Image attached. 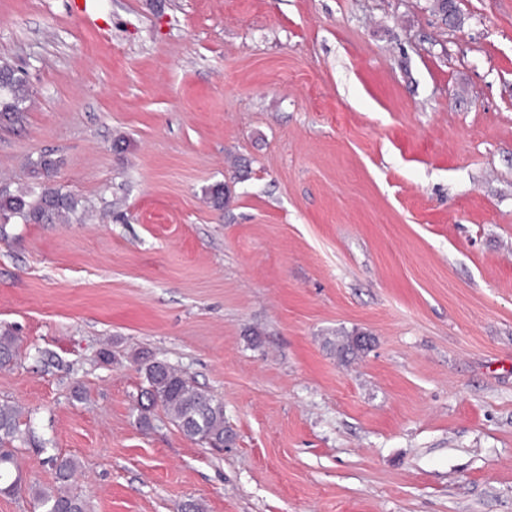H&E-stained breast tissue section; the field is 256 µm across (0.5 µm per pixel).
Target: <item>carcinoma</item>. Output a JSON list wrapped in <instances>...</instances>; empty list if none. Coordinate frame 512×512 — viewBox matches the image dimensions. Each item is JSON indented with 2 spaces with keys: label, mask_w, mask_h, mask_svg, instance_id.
<instances>
[{
  "label": "carcinoma",
  "mask_w": 512,
  "mask_h": 512,
  "mask_svg": "<svg viewBox=\"0 0 512 512\" xmlns=\"http://www.w3.org/2000/svg\"><path fill=\"white\" fill-rule=\"evenodd\" d=\"M26 81L7 64H0V117H17L29 100ZM57 162L49 154L32 162L33 173L41 179L36 187L12 192L0 190V236L6 235V224L17 218L25 224H50L54 219L76 212L79 200L62 189L48 184ZM20 353L13 332L0 330V367L9 365ZM148 387L143 391L147 403L140 406L138 422L148 425L147 412L161 407L180 432L192 441L212 448L224 447V404L205 392L190 386L173 366L152 362L145 368ZM21 411L9 404H0V469L13 460L5 448L17 440L24 441L27 432L21 429ZM54 485L50 489L31 488L32 498L44 512H87L84 497L72 490L79 463L72 457L52 460Z\"/></svg>",
  "instance_id": "cac0c4a2"
}]
</instances>
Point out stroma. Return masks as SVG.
Returning <instances> with one entry per match:
<instances>
[{
	"label": "stroma",
	"instance_id": "obj_1",
	"mask_svg": "<svg viewBox=\"0 0 512 512\" xmlns=\"http://www.w3.org/2000/svg\"><path fill=\"white\" fill-rule=\"evenodd\" d=\"M92 6L0 0L31 91L0 186L49 152L80 201L0 239V404L35 436L0 512L54 455L88 512H512V0ZM147 357L223 447L139 427Z\"/></svg>",
	"mask_w": 512,
	"mask_h": 512
}]
</instances>
